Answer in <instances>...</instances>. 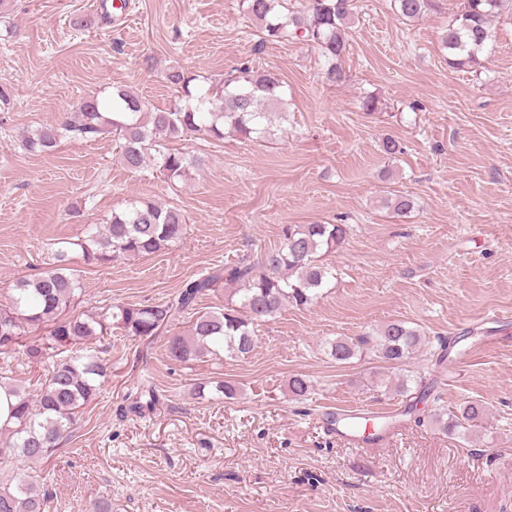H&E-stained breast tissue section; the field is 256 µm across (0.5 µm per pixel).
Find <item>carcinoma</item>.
Instances as JSON below:
<instances>
[{"mask_svg": "<svg viewBox=\"0 0 512 512\" xmlns=\"http://www.w3.org/2000/svg\"><path fill=\"white\" fill-rule=\"evenodd\" d=\"M434 0H394L397 15L406 21L424 18ZM244 15L260 25L264 40L279 42L297 38L306 42L323 60L322 79L330 86L346 81L341 66L354 13L353 0H305L300 11L288 0H239ZM512 15V0H460L452 19L441 34L442 49L448 51V66L473 69L492 42L491 24L503 13ZM168 83L183 90L165 108H154L138 94L125 89L112 93L110 104L98 97L84 99L78 109L60 124H46L23 136L22 148L29 154L52 151L63 140L94 141L110 135L119 142L118 160L130 171L150 163L170 182L188 176L202 159L174 148L165 141L188 134L224 139L229 127L244 139L268 132L267 115L282 112L287 104L283 81L277 74L250 61L230 70L223 79L207 86L196 76L171 68ZM384 205L401 217L414 209L409 195L393 190ZM186 218L175 206L148 201L131 203L112 211L103 224H89L77 243L88 262L107 264L118 258L158 254L185 236ZM346 224H285L280 244L263 253L258 261L243 256L224 267L211 268L189 280L174 299L155 304H118L112 311L70 314L82 294L80 279L68 268V253L58 250L54 266L38 276L17 282L7 303L0 304V355L8 357L17 347L31 364L51 363L35 394L0 376V390L13 399L0 430L9 437L0 442V466L16 460L38 465L48 460L76 423L84 405L97 394L107 375V363L94 353L82 352L93 337L112 328L127 336L155 337L171 326L179 314L193 315L187 335L167 337L169 357L188 362L204 354L227 352L244 357L255 347V328L285 307L312 305L321 290L336 276V270L321 257L336 251L347 239ZM229 287L220 311L194 310L197 299L218 284ZM45 334L33 336L31 332ZM387 368L402 370L408 360L428 345L421 330L402 320L385 323L377 336L353 341L338 338L330 343V355L348 363L364 345ZM312 382L304 375L288 380V392L296 399L310 393ZM395 392L406 398L405 413L417 409L409 379L402 375ZM158 403L153 389H143L129 410L137 415ZM487 407L466 401L455 410L435 414L442 431L472 438L482 427ZM45 497L27 475L18 473L13 482H0V512H44Z\"/></svg>", "mask_w": 512, "mask_h": 512, "instance_id": "1", "label": "carcinoma"}]
</instances>
